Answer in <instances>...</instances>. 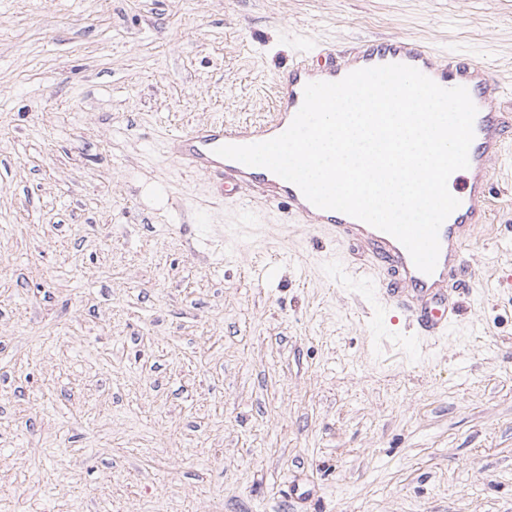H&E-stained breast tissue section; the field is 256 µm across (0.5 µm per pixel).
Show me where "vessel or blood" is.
Returning a JSON list of instances; mask_svg holds the SVG:
<instances>
[{
  "label": "vessel or blood",
  "mask_w": 512,
  "mask_h": 512,
  "mask_svg": "<svg viewBox=\"0 0 512 512\" xmlns=\"http://www.w3.org/2000/svg\"><path fill=\"white\" fill-rule=\"evenodd\" d=\"M326 53L321 46L301 53L276 75L278 99L271 120L249 125L201 124L167 136L164 153L203 180L230 186L232 202L247 203L260 197L269 205L286 207L289 217L323 229L337 241L356 242L365 254L367 268L376 274L374 297L380 309L408 318L418 344L445 337L456 313L451 295L468 289L463 272L470 231L491 221L485 205L491 165L512 145V115L498 111L487 67L465 55H442L404 39L373 40L358 50L354 60L319 64V57ZM392 63L415 67L445 88L466 87L478 109L469 166L452 183L451 193L460 205L440 228L439 259L430 274L415 267L408 251L393 236L344 213L315 207L295 184L266 168L247 166L216 153L225 144L263 142L283 133L303 103L306 84L336 82L352 71Z\"/></svg>",
  "instance_id": "vessel-or-blood-1"
}]
</instances>
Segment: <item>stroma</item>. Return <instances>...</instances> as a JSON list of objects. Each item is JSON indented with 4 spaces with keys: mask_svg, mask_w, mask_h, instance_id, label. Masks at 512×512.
I'll use <instances>...</instances> for the list:
<instances>
[{
    "mask_svg": "<svg viewBox=\"0 0 512 512\" xmlns=\"http://www.w3.org/2000/svg\"><path fill=\"white\" fill-rule=\"evenodd\" d=\"M389 38L512 113V0H0V512H512V158L416 350L356 247L163 153Z\"/></svg>",
    "mask_w": 512,
    "mask_h": 512,
    "instance_id": "35a3bbf8",
    "label": "stroma"
}]
</instances>
